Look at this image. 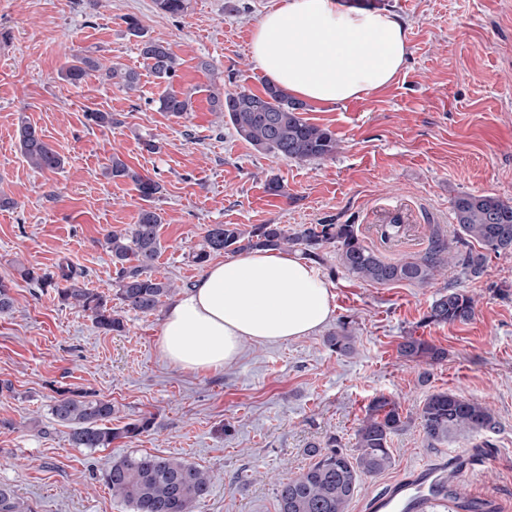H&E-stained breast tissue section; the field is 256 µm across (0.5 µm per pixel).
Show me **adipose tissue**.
<instances>
[{
	"mask_svg": "<svg viewBox=\"0 0 512 512\" xmlns=\"http://www.w3.org/2000/svg\"><path fill=\"white\" fill-rule=\"evenodd\" d=\"M409 53L408 29L380 9L340 0H285L262 16L250 54L293 97L333 106L391 85ZM333 295L297 255L253 250L218 261L167 305L159 350L207 373L234 362L246 343H280L317 332Z\"/></svg>",
	"mask_w": 512,
	"mask_h": 512,
	"instance_id": "ef3b65f1",
	"label": "adipose tissue"
}]
</instances>
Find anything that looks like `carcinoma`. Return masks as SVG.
<instances>
[{"mask_svg":"<svg viewBox=\"0 0 512 512\" xmlns=\"http://www.w3.org/2000/svg\"><path fill=\"white\" fill-rule=\"evenodd\" d=\"M155 3L159 10L172 16L187 9V0H155ZM126 24L128 33L139 39V54L151 72L159 79L172 80L177 59L171 48L145 38L136 18H127ZM99 70L100 64L95 58L76 56L62 77L77 84ZM106 76L127 90L138 82L134 72H123L116 67L107 69ZM158 103L160 111L180 117L192 110V93L171 89ZM210 105L212 111L222 112L229 118L240 138L260 151L300 162L336 154L335 134L301 117L306 104L274 83H267L261 94L246 90L214 93L210 95ZM18 133L20 151L34 168L41 171L61 168L63 158L33 126L24 123ZM105 177L131 180L145 201L160 192L158 182L143 177L119 157L111 159ZM453 214L460 232L485 249L495 254L512 252L511 203L490 195L465 193L454 199ZM160 224L161 217L155 210L143 208L137 223L124 232L112 231L106 237L117 299L128 309L142 314L156 312L176 293L170 280L151 274L161 248ZM379 231L382 239L390 241L400 236L404 225L393 216L379 225ZM328 244L337 246L338 262L346 271L366 282L381 285L426 283L453 257L458 258L466 273L478 277L487 262V255L482 252L470 250L464 255H452V243L438 235L422 257L387 261L360 241L353 224H312L291 234L278 224H255L248 230L237 224H213L206 231L203 247L192 260L202 265L211 255L221 252L279 251L299 245L304 255L320 261V252ZM21 276L40 288L54 289L63 305L87 313L101 331H123V321L112 313L108 298L86 288L83 275L69 264L61 262L56 270L42 274L27 268L21 270ZM14 309L11 285L0 278V315H9ZM474 311L472 298L453 288L432 303L427 319L436 323H465L473 317ZM327 344L337 352L350 353L354 337L342 328L327 337ZM398 353L429 366L445 358L441 348L414 336L404 338ZM57 394L50 405V415L69 429V440L76 448H110L120 439L137 438L153 425L151 419L142 418L114 427L112 401L81 390L62 389ZM418 419L431 442H444L465 433L492 431L496 426L486 404L449 391L429 394ZM404 424L399 407L390 398L383 394L373 398L356 431L358 454L345 453L337 447L334 438L322 446L310 444L306 448L312 459L309 467L280 485L278 512H348L363 478L379 474L391 465L389 442ZM102 480L111 494L126 502L132 512H196L213 486L212 477L202 468L178 458L150 453H130L111 459L102 471ZM0 512L35 510L13 490L0 487Z\"/></svg>","mask_w":512,"mask_h":512,"instance_id":"carcinoma-1","label":"carcinoma"}]
</instances>
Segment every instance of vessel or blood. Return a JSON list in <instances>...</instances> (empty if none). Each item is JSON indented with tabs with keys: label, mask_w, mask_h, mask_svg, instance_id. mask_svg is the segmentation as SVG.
I'll return each mask as SVG.
<instances>
[{
	"label": "vessel or blood",
	"mask_w": 512,
	"mask_h": 512,
	"mask_svg": "<svg viewBox=\"0 0 512 512\" xmlns=\"http://www.w3.org/2000/svg\"><path fill=\"white\" fill-rule=\"evenodd\" d=\"M470 465V460L452 458L444 467L435 464L416 467L372 498L367 512H425L430 499L456 485Z\"/></svg>",
	"instance_id": "1"
}]
</instances>
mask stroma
Wrapping results in <instances>:
<instances>
[{
  "label": "stroma",
  "instance_id": "35a3bbf8",
  "mask_svg": "<svg viewBox=\"0 0 512 512\" xmlns=\"http://www.w3.org/2000/svg\"><path fill=\"white\" fill-rule=\"evenodd\" d=\"M187 0L178 16L154 0H0V278L12 282L15 310L0 316V486L35 512H131L99 479L110 458L129 453L175 457L214 474L197 512H278L282 482L308 467L309 444L336 437L355 454V433L370 401L395 399L406 421L390 442L391 465L364 478L348 512L395 479L453 452L486 458L462 478L460 493L490 496L512 512V253L489 254L484 273L449 265L430 284L380 285L347 272L326 247L317 269L333 299L322 332L280 344L246 343L223 369L199 374L159 350L161 313L127 310L115 298L105 238L136 223L144 207L128 180L104 169L120 157L159 182L152 205L161 217L156 275L186 289L204 269L192 255L212 224H352L383 258H418L434 233L459 236L452 203L464 192L512 203V0H340L392 12L409 30L410 51L387 89L326 107L310 105L308 122L330 129L333 157L296 162L255 150L223 113L219 91L262 92L267 78L249 45L257 21L283 0ZM178 57L172 83L157 79L139 55L126 17ZM77 54L139 75L136 90L101 76L78 85L61 72ZM192 94L177 118L159 111L167 86ZM109 112L116 125L86 118ZM32 124L63 156L62 169L32 168L18 147ZM156 151H147L146 141ZM279 178L287 196L266 190ZM398 207L405 230L382 242V209ZM68 260L89 287L110 297L122 333L98 329L84 312L62 306L53 289L23 281L16 264L54 269ZM470 295L465 323L427 320L448 288ZM347 327L352 354L326 337ZM448 353L426 367L401 358L404 337ZM86 389L112 401L113 425L149 417L136 439L90 450L73 447L49 407L56 388ZM450 391L493 411L491 432L430 443L418 421L424 399Z\"/></svg>",
  "mask_w": 512,
  "mask_h": 512
}]
</instances>
